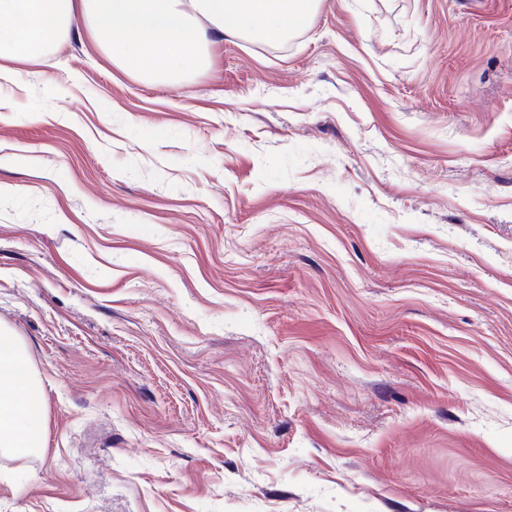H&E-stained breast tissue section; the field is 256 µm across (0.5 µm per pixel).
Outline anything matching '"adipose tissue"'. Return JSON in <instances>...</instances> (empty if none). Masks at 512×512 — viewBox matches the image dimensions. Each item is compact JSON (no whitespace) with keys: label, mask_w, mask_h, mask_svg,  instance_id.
Wrapping results in <instances>:
<instances>
[{"label":"adipose tissue","mask_w":512,"mask_h":512,"mask_svg":"<svg viewBox=\"0 0 512 512\" xmlns=\"http://www.w3.org/2000/svg\"><path fill=\"white\" fill-rule=\"evenodd\" d=\"M318 0H0V80L37 60L81 24L125 73L174 84L209 65L215 34L285 40ZM43 402L16 336L0 331V447H41Z\"/></svg>","instance_id":"1"}]
</instances>
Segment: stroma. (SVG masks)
<instances>
[{
	"mask_svg": "<svg viewBox=\"0 0 512 512\" xmlns=\"http://www.w3.org/2000/svg\"><path fill=\"white\" fill-rule=\"evenodd\" d=\"M178 84L0 80V512H512V0H319ZM43 402L16 336L0 331V447H42Z\"/></svg>",
	"mask_w": 512,
	"mask_h": 512,
	"instance_id": "stroma-1",
	"label": "stroma"
}]
</instances>
